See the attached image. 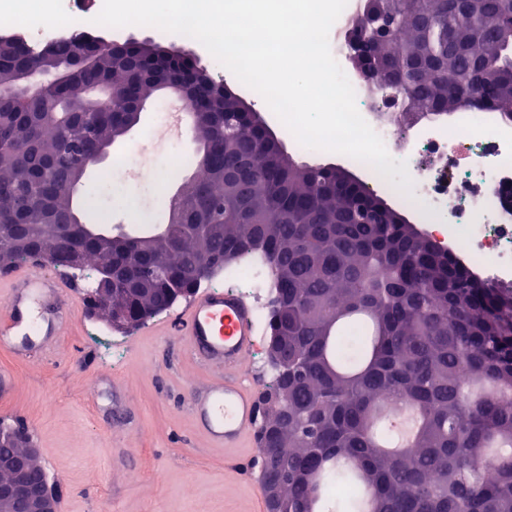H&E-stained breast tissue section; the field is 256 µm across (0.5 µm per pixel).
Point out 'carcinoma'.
I'll use <instances>...</instances> for the list:
<instances>
[{
	"label": "carcinoma",
	"instance_id": "cac0c4a2",
	"mask_svg": "<svg viewBox=\"0 0 512 512\" xmlns=\"http://www.w3.org/2000/svg\"><path fill=\"white\" fill-rule=\"evenodd\" d=\"M416 15L447 18L427 30ZM512 3L499 0H373L351 20L366 47L353 57L377 72L369 91L391 93L403 112L450 114L456 90L475 89L481 108L512 124ZM88 40L74 29L52 42L64 57ZM123 65L103 53L57 66L20 87L14 73L38 52L0 42V269L31 248L67 268L77 250L95 267L108 242L51 229L75 211L68 192L70 141L90 145L119 133L124 112H66L83 89L111 81L128 106L179 83L186 65L132 51ZM206 126L193 195L182 223L138 236V254L112 258L118 288L148 278L176 302L204 283L206 265L227 253L260 255L283 314L269 312V337L285 339L298 373L288 407L298 417L272 437V480L288 512H512V288L477 276L461 258L422 240L414 224L377 208L351 174L298 166L264 146L230 98L194 82Z\"/></svg>",
	"mask_w": 512,
	"mask_h": 512
}]
</instances>
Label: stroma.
Returning a JSON list of instances; mask_svg holds the SVG:
<instances>
[{
    "mask_svg": "<svg viewBox=\"0 0 512 512\" xmlns=\"http://www.w3.org/2000/svg\"><path fill=\"white\" fill-rule=\"evenodd\" d=\"M228 88L264 118L296 163L344 166L334 154L299 152L272 110L231 72ZM181 102L158 92L139 124L108 156L88 169L78 192H96L109 207L112 225L126 224L128 208L167 213L176 185L139 175L127 186L106 182L129 142L156 136L160 113ZM70 302L78 309L71 333L43 354L17 366L15 401L0 407V420H22L47 458L44 470L65 512H252L257 485L236 483L229 460L241 449L209 447L196 433L185 393L199 371L179 342L156 341L144 327L127 329L120 352L112 339L89 331L93 317L83 308L80 282H72ZM119 376L130 403L129 420L97 413L102 388Z\"/></svg>",
    "mask_w": 512,
    "mask_h": 512,
    "instance_id": "35a3bbf8",
    "label": "stroma"
}]
</instances>
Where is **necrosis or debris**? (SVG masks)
Segmentation results:
<instances>
[{
	"label": "necrosis or debris",
	"mask_w": 512,
	"mask_h": 512,
	"mask_svg": "<svg viewBox=\"0 0 512 512\" xmlns=\"http://www.w3.org/2000/svg\"><path fill=\"white\" fill-rule=\"evenodd\" d=\"M51 2L45 16L33 17L22 0H0V31L33 45L61 38L57 16H84V0ZM356 106L390 156L406 162L419 219L444 226L482 278L512 283V127L494 112H398L361 89Z\"/></svg>",
	"instance_id": "obj_1"
}]
</instances>
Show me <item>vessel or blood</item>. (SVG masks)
Instances as JSON below:
<instances>
[{
    "label": "vessel or blood",
    "instance_id": "1",
    "mask_svg": "<svg viewBox=\"0 0 512 512\" xmlns=\"http://www.w3.org/2000/svg\"><path fill=\"white\" fill-rule=\"evenodd\" d=\"M68 284L49 274L20 269L0 284V351L10 363L0 365V401H13L16 363L67 334L71 314L64 302ZM155 335L177 337L205 376L193 382L187 404L197 432L215 448L244 446L259 419L255 384L248 358L256 329L244 298L221 289L197 294L173 318L156 324Z\"/></svg>",
    "mask_w": 512,
    "mask_h": 512
}]
</instances>
